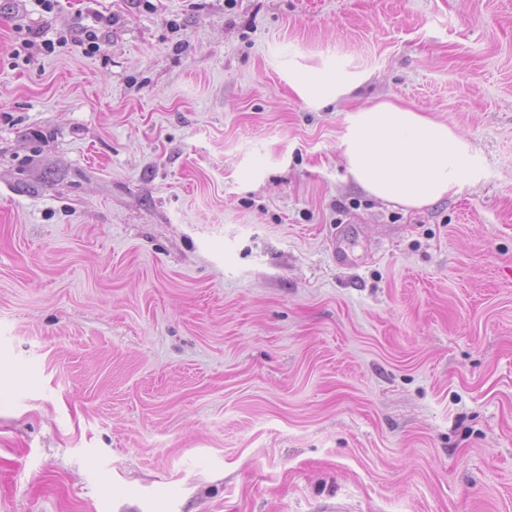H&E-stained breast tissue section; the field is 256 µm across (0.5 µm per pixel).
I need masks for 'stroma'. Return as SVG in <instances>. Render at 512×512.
<instances>
[{
  "instance_id": "stroma-1",
  "label": "stroma",
  "mask_w": 512,
  "mask_h": 512,
  "mask_svg": "<svg viewBox=\"0 0 512 512\" xmlns=\"http://www.w3.org/2000/svg\"><path fill=\"white\" fill-rule=\"evenodd\" d=\"M384 99L470 139L458 194L346 179ZM336 500L512 512V0H0V512ZM352 82L346 77H304L297 81L298 93L312 101L330 103L339 101L351 90Z\"/></svg>"
}]
</instances>
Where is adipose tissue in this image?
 <instances>
[{"label":"adipose tissue","mask_w":512,"mask_h":512,"mask_svg":"<svg viewBox=\"0 0 512 512\" xmlns=\"http://www.w3.org/2000/svg\"><path fill=\"white\" fill-rule=\"evenodd\" d=\"M340 140L346 174L375 199L420 209L472 180L475 148L456 127L404 104L346 112Z\"/></svg>","instance_id":"adipose-tissue-1"}]
</instances>
